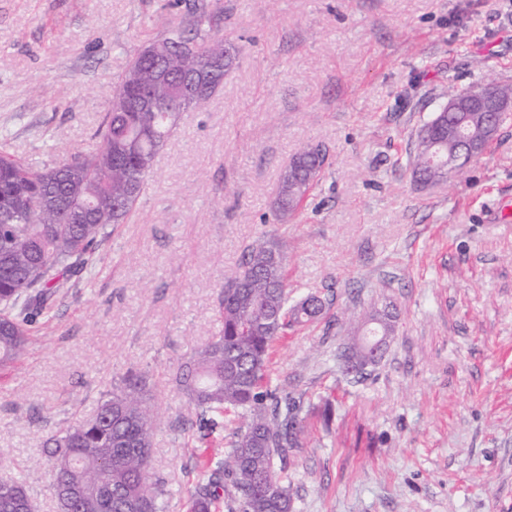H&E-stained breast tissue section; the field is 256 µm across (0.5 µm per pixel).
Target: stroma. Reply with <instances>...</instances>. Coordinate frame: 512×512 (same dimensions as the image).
I'll return each instance as SVG.
<instances>
[{
    "label": "stroma",
    "mask_w": 512,
    "mask_h": 512,
    "mask_svg": "<svg viewBox=\"0 0 512 512\" xmlns=\"http://www.w3.org/2000/svg\"><path fill=\"white\" fill-rule=\"evenodd\" d=\"M194 4L243 52L208 111L180 113L136 211L0 367V478L57 512L45 435L138 369L160 417L164 512H186L239 420L201 437L170 374L221 329L245 247L273 238L291 301L327 303L268 368L309 422L284 473L294 512H512V109L458 177L423 185L411 166L449 89L512 86V0H0L9 150L36 167L94 152L117 77ZM309 144L326 164L276 223L279 173ZM384 303L398 312L390 348L350 382L339 349Z\"/></svg>",
    "instance_id": "1"
}]
</instances>
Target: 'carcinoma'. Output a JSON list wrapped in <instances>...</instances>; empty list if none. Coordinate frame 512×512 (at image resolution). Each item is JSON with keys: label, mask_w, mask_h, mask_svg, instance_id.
<instances>
[{"label": "carcinoma", "mask_w": 512, "mask_h": 512, "mask_svg": "<svg viewBox=\"0 0 512 512\" xmlns=\"http://www.w3.org/2000/svg\"><path fill=\"white\" fill-rule=\"evenodd\" d=\"M211 15L194 13L189 27L175 26L156 37L178 72L208 71L219 66V80L207 84L205 102L224 85L239 50L224 57V37L210 34ZM137 79L152 92V65L136 54L118 80ZM176 128L170 112L107 110L92 154L76 152L78 170L65 165L35 168L0 145V366L24 352L28 332L62 285L64 275L82 267L106 238L111 224H123L144 195L156 155ZM433 143L421 141L412 159L413 173L437 177L431 165ZM325 154L318 146L297 153L279 175L274 201L276 217L285 218L303 203L320 174ZM69 195L77 207L109 202L112 209L97 220L62 223L52 208L40 213L19 210L23 199L52 205ZM223 327L183 362L172 382L193 409L191 425L203 436L224 429V414L240 413L241 425L231 434L224 462L197 482L189 512H213L224 502L227 512H293V498L282 473L290 452L299 447L306 417L292 394L265 383L268 351L289 326L316 320L325 310L317 295L289 305L282 245L258 240L244 250L239 268L224 278L221 291ZM363 322L377 336L393 338L395 320L386 306L371 307ZM378 365L365 346L342 347L339 369L359 382ZM155 407L144 373H129L103 400L95 415L63 433L46 436L44 447L54 462L53 480H67L90 490L78 512H161L162 482L152 477ZM0 512L33 508L25 483L7 482Z\"/></svg>", "instance_id": "obj_1"}]
</instances>
